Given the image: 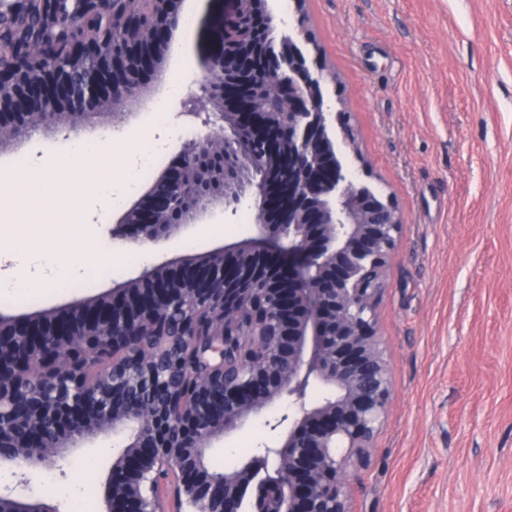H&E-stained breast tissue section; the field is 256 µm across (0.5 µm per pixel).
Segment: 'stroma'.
Returning <instances> with one entry per match:
<instances>
[{
	"instance_id": "obj_1",
	"label": "stroma",
	"mask_w": 512,
	"mask_h": 512,
	"mask_svg": "<svg viewBox=\"0 0 512 512\" xmlns=\"http://www.w3.org/2000/svg\"><path fill=\"white\" fill-rule=\"evenodd\" d=\"M276 38L306 30L304 51L325 68L326 100L348 113L357 152L346 171L389 197L403 227L385 272L377 331L393 395L367 463L349 477L351 512H512V0H268ZM196 17L174 37L164 78L145 76L146 101L171 94L181 71L202 75L218 30L210 0H185ZM182 122L141 111L121 129L93 117L85 138L111 143L113 165L153 146L156 167L175 154ZM66 140L44 129L24 147H0V175L43 169ZM82 215L88 248L81 285L36 288L0 303L26 316L93 297L132 277L143 261L113 239L112 210L96 197L62 193L0 217V242L34 231L46 211ZM254 212L216 217L152 250L195 254L253 234ZM110 266L98 279L95 265ZM273 411L217 441L211 465L238 464L243 446L269 437ZM114 440L99 437L35 472L31 494H52L101 512V483ZM93 460L95 468L83 467Z\"/></svg>"
}]
</instances>
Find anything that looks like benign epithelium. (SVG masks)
Instances as JSON below:
<instances>
[{"label": "benign epithelium", "instance_id": "obj_1", "mask_svg": "<svg viewBox=\"0 0 512 512\" xmlns=\"http://www.w3.org/2000/svg\"><path fill=\"white\" fill-rule=\"evenodd\" d=\"M214 2L224 30L178 102L194 135L112 238L159 246L243 206L255 234L65 309L0 313V463L53 470L117 435L106 512H167L168 497L174 512H349V474L391 401L376 306L401 217L336 165L338 116L298 42L271 41L275 15ZM182 15V0H0V145L30 141L42 114L67 139L140 101ZM277 404L273 445L210 466L216 441ZM25 485L0 490V512H66Z\"/></svg>", "mask_w": 512, "mask_h": 512}]
</instances>
